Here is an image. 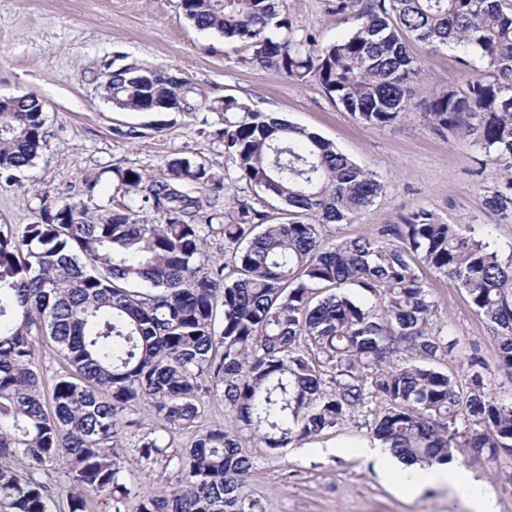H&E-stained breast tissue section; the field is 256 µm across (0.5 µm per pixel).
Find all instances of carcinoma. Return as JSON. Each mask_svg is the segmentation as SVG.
Instances as JSON below:
<instances>
[{
    "label": "carcinoma",
    "instance_id": "cac0c4a2",
    "mask_svg": "<svg viewBox=\"0 0 512 512\" xmlns=\"http://www.w3.org/2000/svg\"><path fill=\"white\" fill-rule=\"evenodd\" d=\"M180 8L198 30L249 48L246 62L316 79L373 128L411 110L410 87L424 76L403 36L456 47L481 70L463 89L448 82L421 117L490 161L512 159V0H366L355 29L320 49L276 0ZM105 92L121 111L185 105L184 81L163 70L117 69ZM209 109L238 113L219 132L236 181L288 206V221L271 224L245 200L214 208L224 181L175 157L161 180L116 168L127 200L95 218L84 204L52 203L22 235L0 233V512H55L48 479L60 468L68 512H86L91 494L122 512L132 493V471L114 451L122 414L147 401L165 423L189 426L211 393L240 426L202 431L182 453L155 430L138 437L140 466L174 470L177 486L139 499L135 512H246L252 463L240 431L286 448L343 425L373 398L383 403L373 435L402 460L449 463L462 447L489 460L512 455V398L486 390L479 373L464 384L439 366L446 346L430 331L434 303L414 270L421 264L466 292L498 338L496 367L512 371V251L424 208L370 237L329 243L328 225L353 222L383 192L379 176L245 103ZM45 145L35 93L0 106V176L31 166ZM485 206L512 223V178ZM214 233L234 245L227 263L210 262ZM347 285L372 302H356ZM318 288L336 292L315 301ZM45 337L68 365L48 390L36 357ZM401 353L412 362L390 364ZM20 456L24 472L14 467Z\"/></svg>",
    "mask_w": 512,
    "mask_h": 512
}]
</instances>
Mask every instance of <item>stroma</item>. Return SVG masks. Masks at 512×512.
<instances>
[{"instance_id":"obj_1","label":"stroma","mask_w":512,"mask_h":512,"mask_svg":"<svg viewBox=\"0 0 512 512\" xmlns=\"http://www.w3.org/2000/svg\"><path fill=\"white\" fill-rule=\"evenodd\" d=\"M335 5L336 0H281L299 31L321 47L350 28ZM407 47L425 70L411 87L414 108L398 124L376 129L336 106L315 80L299 82L247 63L248 52L239 43L195 28L179 0H0V97L37 94L47 132L33 164L16 179H0V231L21 235L25 225L38 221L48 199L83 202L93 211L112 207L123 199L115 168L133 167L161 179L176 157L204 163L222 178L226 202L242 197L267 211L273 223L287 221L283 205L240 189L236 181V162L217 136L224 115L205 107L212 100L233 99L317 133L381 178L382 195L354 222L330 225V239L369 236L398 215L424 208L508 251L512 224L498 223L482 202L512 177V167L487 161L483 151L451 132L434 131L416 110L448 78L464 74L458 52L433 51L412 39ZM123 67L176 72L189 87L184 109H115L103 84ZM417 273L435 304L433 330L455 342L442 368L465 378L469 358H478L494 369L491 390L512 393V376L495 368L498 339L465 291L425 267ZM381 409V403L370 402L341 429L285 448H263L242 434V452L253 463L252 512H472L448 487L430 485L413 496L398 493L383 475V460L360 454L359 444L373 440ZM124 418L129 426L118 452L131 462L137 458V434L162 430L172 450L179 451L190 447L198 432L234 423L223 399L210 395L189 427L163 424L145 402ZM452 466L491 491L499 512H512V457L489 461L459 454Z\"/></svg>"}]
</instances>
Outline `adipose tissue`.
<instances>
[{"instance_id":"adipose-tissue-1","label":"adipose tissue","mask_w":512,"mask_h":512,"mask_svg":"<svg viewBox=\"0 0 512 512\" xmlns=\"http://www.w3.org/2000/svg\"><path fill=\"white\" fill-rule=\"evenodd\" d=\"M386 472L403 491L414 494L427 484L449 485L467 500L473 512H498L495 496L480 483L464 477L458 470L445 466L425 469L419 464L395 458L387 466Z\"/></svg>"}]
</instances>
